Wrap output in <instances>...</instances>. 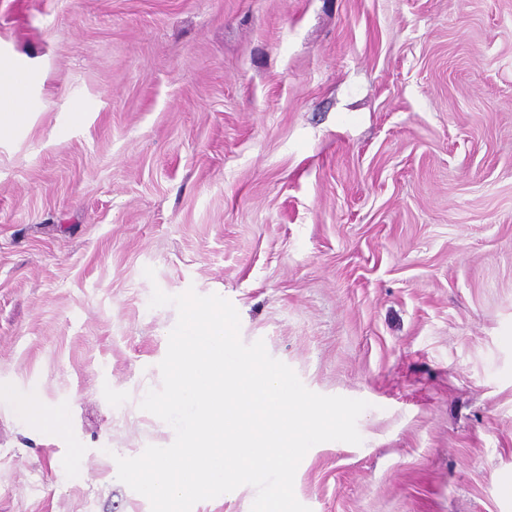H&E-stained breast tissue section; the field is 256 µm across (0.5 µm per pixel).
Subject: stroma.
Masks as SVG:
<instances>
[{
  "label": "stroma",
  "instance_id": "1",
  "mask_svg": "<svg viewBox=\"0 0 512 512\" xmlns=\"http://www.w3.org/2000/svg\"><path fill=\"white\" fill-rule=\"evenodd\" d=\"M0 59V512H151L156 288L367 401L311 512H512V0H0ZM22 87L16 81L14 71L0 62V136L28 118L33 107L27 105L21 95Z\"/></svg>",
  "mask_w": 512,
  "mask_h": 512
}]
</instances>
